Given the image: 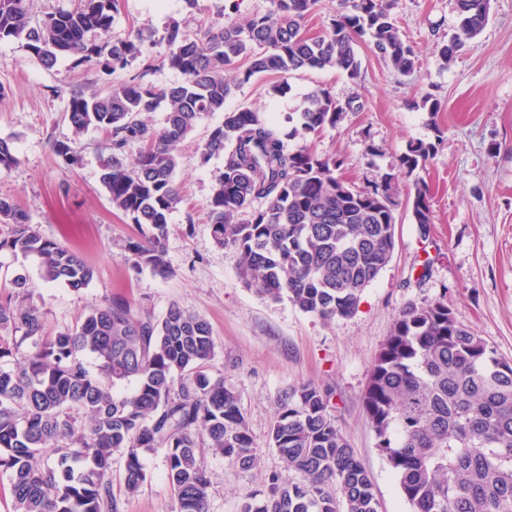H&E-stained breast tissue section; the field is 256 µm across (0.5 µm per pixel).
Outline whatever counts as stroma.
Masks as SVG:
<instances>
[{"mask_svg":"<svg viewBox=\"0 0 512 512\" xmlns=\"http://www.w3.org/2000/svg\"><path fill=\"white\" fill-rule=\"evenodd\" d=\"M269 6V0H198L191 9L184 0H118L106 39L141 33L153 65L133 61L111 80L140 75L160 88L178 83L180 74L163 62L162 36L170 22L193 35L227 21L244 22ZM392 14L416 53L414 74L388 69L365 37L357 46L358 82L333 70L290 72L284 76L288 93L274 97L268 93L274 75L256 77L181 143L175 174L181 201L169 216L171 274L165 279L133 269L128 260L124 245L138 231L112 207L101 183L109 156L105 133L91 128L74 135L66 119L70 92L101 88V74L68 59L48 69L19 43H0V138L12 139L18 159L13 169L0 172V197L11 199L43 237L77 251L95 271L89 286L78 291L47 285L34 257L2 250L0 295L13 294L14 278H26L27 301L41 309L50 336L75 326L115 294L157 316L175 303L208 320L215 346L208 374L237 392L259 460L256 469L240 473L222 456L206 453L210 512H241L246 493L267 494L271 474L296 480L273 448L270 430L280 395L303 382L332 392L331 415L369 471L380 512H410L362 406L374 358L406 305L447 298L460 323L512 361V0H491L490 20L475 46L449 61L439 47L456 30V0H396ZM318 85L340 101L359 94L360 109L337 127L305 138L292 135L288 113L298 111ZM428 93L442 105L438 116L421 106ZM242 107L272 117L289 150L307 146L341 157V174L355 185H367L382 172L399 175L403 195L413 182L399 174L401 155L409 143L436 141L433 159L419 172L433 215L430 233L421 236L409 212H400L393 257L352 317L324 321L288 301L261 297L240 274L239 252L213 240L204 205L224 159L202 161L201 149L225 113ZM76 137L83 150L77 162L65 164L52 144ZM144 465L147 478L129 495L124 460L114 455L120 512H173L163 453L145 455Z\"/></svg>","mask_w":512,"mask_h":512,"instance_id":"obj_1","label":"stroma"}]
</instances>
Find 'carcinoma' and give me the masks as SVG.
<instances>
[{
	"mask_svg": "<svg viewBox=\"0 0 512 512\" xmlns=\"http://www.w3.org/2000/svg\"><path fill=\"white\" fill-rule=\"evenodd\" d=\"M319 0H271L246 23L190 36L166 27L163 63L181 82L158 88L141 76L74 93L67 119L80 134L106 133L110 156L101 182L112 206L138 237L126 248L133 268L169 275V215L180 202L177 147L211 113L224 121L209 131L203 161L224 156V171L206 202L212 237L241 254V276L262 296L287 299L323 320L355 314L363 291L389 264L397 224L396 176L383 173L358 188L336 175L343 160L308 148L288 151L280 127L250 108L224 111L233 91L266 72L336 69L360 76L357 40L395 73L418 60L400 36L394 0H337L321 33L305 18ZM491 0H457L456 32L439 47L448 61L470 48L486 26ZM116 0H80L40 20L27 0H0V42L16 41L45 67L74 59L105 75L149 59L143 39L100 40L112 26ZM359 95L336 100L321 86L306 96L292 134L305 137L340 124L359 109ZM167 104L164 126L141 118ZM138 146L133 168L125 153ZM74 163L76 140L52 144ZM432 143L409 144L400 159L408 177L435 155ZM17 162L0 139V171ZM414 223H433L427 190L413 182ZM259 202L261 206L253 207ZM0 249L34 256L45 283L87 287L94 270L76 252L43 238L28 215L0 198ZM30 349L21 351L23 344ZM97 361L91 369L84 356ZM214 356L206 319L173 304L161 317L114 295L82 322L44 334L40 310L0 300V473L12 490V512H119L113 455L124 456V487L146 480L143 457L163 452L175 512H209L206 444L236 469L257 467L239 397L206 370ZM135 383L128 395L116 387ZM332 394L304 382L282 393L271 429L285 467L301 475L269 477L268 495H246L242 512H378L375 485L330 414ZM377 448L396 474L411 512H512V362L456 320L448 299L404 308L375 357L363 398Z\"/></svg>",
	"mask_w": 512,
	"mask_h": 512,
	"instance_id": "obj_1",
	"label": "carcinoma"
}]
</instances>
